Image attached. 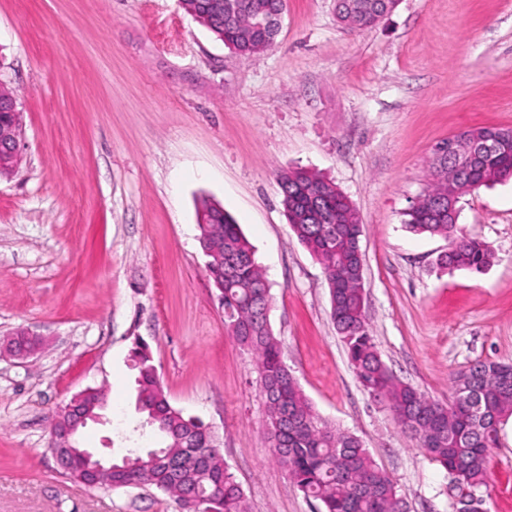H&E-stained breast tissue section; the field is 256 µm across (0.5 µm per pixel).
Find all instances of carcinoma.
Returning a JSON list of instances; mask_svg holds the SVG:
<instances>
[{"label":"carcinoma","instance_id":"carcinoma-1","mask_svg":"<svg viewBox=\"0 0 512 512\" xmlns=\"http://www.w3.org/2000/svg\"><path fill=\"white\" fill-rule=\"evenodd\" d=\"M182 10L235 53L251 57L270 49L278 28L259 25L285 10V0H179ZM398 0H334L338 19L349 29L374 27ZM500 127H478L455 136L461 162L431 164L432 183L405 213L415 232L448 239L443 269L485 271L495 259L484 241L457 230L458 216L448 209V184L470 180L481 186L512 179V147H490ZM282 205L297 239L322 264L330 316L363 386L388 402L397 423L410 432L432 461L468 489L484 484L489 451L500 444L501 426L512 418V380L500 369L509 364L478 360L450 375L452 386L471 387L439 403L397 380L379 357L369 334L360 237L363 225L348 198L321 175L295 170L279 178ZM200 236L206 239L207 272L224 324L255 359L264 397L265 440L272 459L285 470L320 512H400L403 502L392 477L373 460L360 439L344 432L314 409L281 357V343L269 321L270 287L253 246L233 217L203 199L198 207ZM131 355L138 370L137 405L158 449L138 453L155 463L112 472V488H155L184 502L194 492L200 512H248L244 491L231 468L214 448V434L199 419L186 416L168 401L148 344L138 339Z\"/></svg>","mask_w":512,"mask_h":512}]
</instances>
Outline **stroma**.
Returning a JSON list of instances; mask_svg holds the SVG:
<instances>
[{"mask_svg": "<svg viewBox=\"0 0 512 512\" xmlns=\"http://www.w3.org/2000/svg\"><path fill=\"white\" fill-rule=\"evenodd\" d=\"M0 84L22 114L21 163L0 177V512H180L155 490L90 489L48 450L57 407L105 386L83 447L152 446L135 406L134 337L172 406L214 430L249 512H318L272 460L255 360L224 326L199 243L210 198L253 245L283 359L315 410L357 436L407 512H460L461 492L364 389L330 317L321 264L290 230L278 177L319 173L364 226L366 321L394 376L448 403L451 372L512 362V181L458 202L489 243L482 273L439 270L448 242L412 232L434 146L512 127V0H399L357 32L333 0H286L264 54L240 56L178 0H0ZM478 512H512V420Z\"/></svg>", "mask_w": 512, "mask_h": 512, "instance_id": "1", "label": "stroma"}]
</instances>
